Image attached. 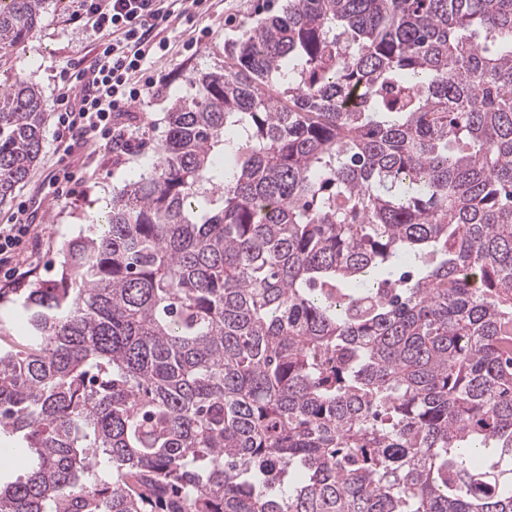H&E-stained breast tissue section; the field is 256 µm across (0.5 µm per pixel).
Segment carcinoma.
I'll use <instances>...</instances> for the list:
<instances>
[{
  "instance_id": "cac0c4a2",
  "label": "carcinoma",
  "mask_w": 512,
  "mask_h": 512,
  "mask_svg": "<svg viewBox=\"0 0 512 512\" xmlns=\"http://www.w3.org/2000/svg\"><path fill=\"white\" fill-rule=\"evenodd\" d=\"M224 53L0 288V512H512V0H288ZM45 123L0 88V204Z\"/></svg>"
}]
</instances>
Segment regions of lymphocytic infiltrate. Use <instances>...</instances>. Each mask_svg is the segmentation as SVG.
<instances>
[{
	"label": "lymphocytic infiltrate",
	"instance_id": "1",
	"mask_svg": "<svg viewBox=\"0 0 512 512\" xmlns=\"http://www.w3.org/2000/svg\"><path fill=\"white\" fill-rule=\"evenodd\" d=\"M165 0H76L72 21L91 29L98 37L90 94H69L78 73L59 75L65 90L58 96L54 139L65 145L73 134L110 137L112 115L151 94L164 80L152 71L150 61L165 55L166 40L153 32L172 17Z\"/></svg>",
	"mask_w": 512,
	"mask_h": 512
}]
</instances>
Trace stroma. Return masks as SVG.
Segmentation results:
<instances>
[{
    "label": "stroma",
    "instance_id": "stroma-1",
    "mask_svg": "<svg viewBox=\"0 0 512 512\" xmlns=\"http://www.w3.org/2000/svg\"><path fill=\"white\" fill-rule=\"evenodd\" d=\"M284 5L285 0H209L204 14L184 16L161 28L159 35L169 40L170 49L154 67L167 75V83L152 97L113 115L112 130L126 134L128 147L117 148L109 139L80 140L66 153L58 149L53 135H46L43 153L25 184L0 206L1 225L8 223L19 202L32 205L34 230L19 249L15 287L56 278L63 245L86 234L106 213L113 196L157 161L166 113L176 100L197 94L196 73L223 64L225 43L279 14ZM73 9L72 0H50L33 38L0 51V81L21 75L37 85L47 105H54L57 74L95 54L93 36L70 21ZM198 36L203 44L189 48V41ZM66 172L73 177L71 194L61 200L52 181Z\"/></svg>",
    "mask_w": 512,
    "mask_h": 512
}]
</instances>
